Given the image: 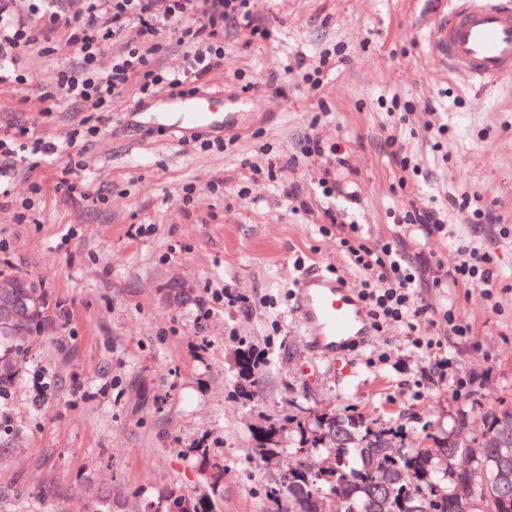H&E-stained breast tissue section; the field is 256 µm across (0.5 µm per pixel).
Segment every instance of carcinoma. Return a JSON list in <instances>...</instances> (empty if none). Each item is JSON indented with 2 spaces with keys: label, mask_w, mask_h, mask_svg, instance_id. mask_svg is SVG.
I'll return each mask as SVG.
<instances>
[{
  "label": "carcinoma",
  "mask_w": 512,
  "mask_h": 512,
  "mask_svg": "<svg viewBox=\"0 0 512 512\" xmlns=\"http://www.w3.org/2000/svg\"><path fill=\"white\" fill-rule=\"evenodd\" d=\"M11 297L0 301V385L14 374L23 339L53 328V314L35 282L14 276ZM258 359L244 352L238 376L252 386ZM298 443L288 469L269 490L276 512H321L334 496L343 512H512V402L478 411L458 409L452 424L431 435L433 446L392 448L402 428L343 412L329 419L315 413L297 421ZM251 454L268 464L284 448L274 426L254 433ZM196 455L211 468L199 496L172 492L165 512H217L224 464ZM470 488L482 507L474 509L462 490Z\"/></svg>",
  "instance_id": "obj_1"
}]
</instances>
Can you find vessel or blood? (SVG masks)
<instances>
[{
    "instance_id": "1",
    "label": "vessel or blood",
    "mask_w": 512,
    "mask_h": 512,
    "mask_svg": "<svg viewBox=\"0 0 512 512\" xmlns=\"http://www.w3.org/2000/svg\"><path fill=\"white\" fill-rule=\"evenodd\" d=\"M436 49L451 70L472 80L492 83L512 75V0H458L446 24L437 32ZM183 132L222 128L221 115L202 104L174 99ZM298 312L310 332L311 351L344 354L368 342L370 319L345 282L311 273L298 283Z\"/></svg>"
}]
</instances>
